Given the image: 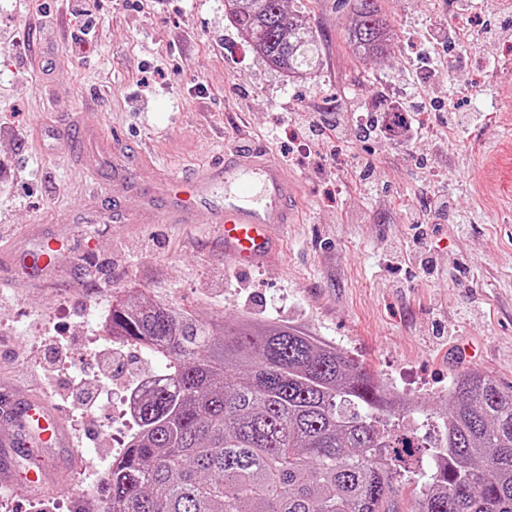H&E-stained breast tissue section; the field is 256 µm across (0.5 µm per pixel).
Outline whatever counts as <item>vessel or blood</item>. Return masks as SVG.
Wrapping results in <instances>:
<instances>
[{"label": "vessel or blood", "mask_w": 512, "mask_h": 512, "mask_svg": "<svg viewBox=\"0 0 512 512\" xmlns=\"http://www.w3.org/2000/svg\"><path fill=\"white\" fill-rule=\"evenodd\" d=\"M107 155L117 179L129 191H138V184L128 178L125 150L118 141L86 136V175H93L100 158ZM298 193L287 168L266 149L253 146L225 152L223 159L187 179H163L154 193L144 195L143 202L155 207V197H162V207H155L160 224L223 225L225 251L237 265L245 266L269 256L273 229L294 223ZM13 259L44 282L57 273L55 251L41 241L14 251ZM9 412L19 431L1 435L0 442L17 447L18 454L0 462V487H40L46 470L41 459L27 456V448H69L73 442L59 411L45 399L27 396L12 401Z\"/></svg>", "instance_id": "1"}]
</instances>
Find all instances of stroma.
I'll return each mask as SVG.
<instances>
[{"mask_svg":"<svg viewBox=\"0 0 512 512\" xmlns=\"http://www.w3.org/2000/svg\"><path fill=\"white\" fill-rule=\"evenodd\" d=\"M0 0V245L48 210L80 211L64 228L54 281L0 264V383L43 395L9 351L43 353L69 340L59 376L92 375L106 344L98 322L136 293L217 323H291L374 371L414 413L436 417L452 379L476 370L512 387V0H381L392 53L354 60L343 0H286L322 40L316 74L277 76L239 35L224 0ZM485 28L468 45L450 31ZM493 75H486L488 64ZM424 102L425 135L361 140L368 116ZM299 112H342L341 139L282 154ZM134 153L142 190L206 166L219 148L260 144L300 183L296 223L276 233L274 259L246 268L224 252L218 224H160L112 177L78 173L75 128ZM381 190L370 198L360 170ZM448 209L426 229L432 267L412 257L406 213L434 192ZM111 208L116 222L93 215ZM93 240L84 253L80 245ZM123 387L97 410L64 419L81 462L54 452L41 490L0 492V512H68L95 489L134 428Z\"/></svg>","mask_w":512,"mask_h":512,"instance_id":"35a3bbf8","label":"stroma"}]
</instances>
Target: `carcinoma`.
Segmentation results:
<instances>
[{
  "label": "carcinoma",
  "instance_id": "1",
  "mask_svg": "<svg viewBox=\"0 0 512 512\" xmlns=\"http://www.w3.org/2000/svg\"><path fill=\"white\" fill-rule=\"evenodd\" d=\"M357 59L390 54L378 0H351ZM240 36L280 75L320 61L318 36L285 0H226ZM112 333L168 362L139 403L99 490L101 512H512V390L456 376L434 439L401 429L405 403L374 374L298 326L215 324L135 295Z\"/></svg>",
  "mask_w": 512,
  "mask_h": 512
}]
</instances>
